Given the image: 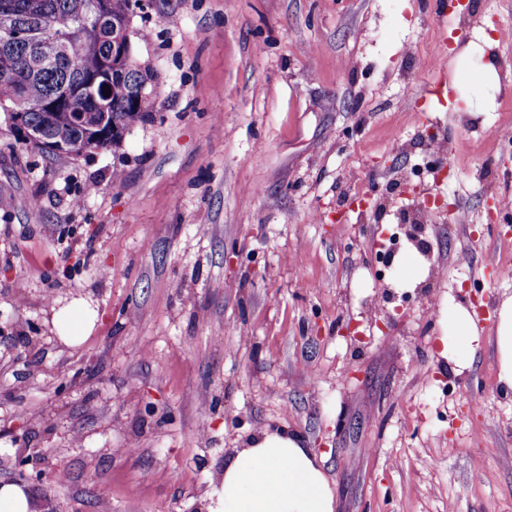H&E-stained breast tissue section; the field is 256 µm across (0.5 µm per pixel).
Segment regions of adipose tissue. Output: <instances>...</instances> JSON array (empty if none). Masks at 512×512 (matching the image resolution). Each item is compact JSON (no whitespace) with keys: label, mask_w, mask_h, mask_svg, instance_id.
Returning a JSON list of instances; mask_svg holds the SVG:
<instances>
[{"label":"adipose tissue","mask_w":512,"mask_h":512,"mask_svg":"<svg viewBox=\"0 0 512 512\" xmlns=\"http://www.w3.org/2000/svg\"><path fill=\"white\" fill-rule=\"evenodd\" d=\"M498 378L512 390V295L503 297L495 311ZM447 331L442 355L456 366L470 365L482 341L474 312L451 306L442 312ZM96 312L85 300L55 310L53 324L68 344L81 340L75 326L91 330ZM335 494L324 461L304 439L286 431L263 430L249 436L241 449L224 463V478L208 495L206 512H335Z\"/></svg>","instance_id":"adipose-tissue-1"}]
</instances>
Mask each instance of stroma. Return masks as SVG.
Here are the masks:
<instances>
[{
	"label": "stroma",
	"instance_id": "1",
	"mask_svg": "<svg viewBox=\"0 0 512 512\" xmlns=\"http://www.w3.org/2000/svg\"><path fill=\"white\" fill-rule=\"evenodd\" d=\"M131 30L157 90L120 146L56 157L0 118V484L29 512H205L248 436L288 430L335 512H512V0H145ZM490 54L507 79L473 83ZM428 127L460 221L424 225L433 270L398 291L374 255ZM476 302L458 373L441 311ZM495 316L498 378L503 388L512 390V295L499 301ZM81 319L82 332L90 331L96 321V311L85 300H75L54 311L53 324L60 338L67 344L79 343L83 336L76 334L74 324Z\"/></svg>",
	"mask_w": 512,
	"mask_h": 512
}]
</instances>
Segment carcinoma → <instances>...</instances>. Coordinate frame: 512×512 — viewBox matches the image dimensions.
Returning <instances> with one entry per match:
<instances>
[{"label": "carcinoma", "instance_id": "cac0c4a2", "mask_svg": "<svg viewBox=\"0 0 512 512\" xmlns=\"http://www.w3.org/2000/svg\"><path fill=\"white\" fill-rule=\"evenodd\" d=\"M91 0H0V8L8 6L11 25L28 32L63 25L84 15ZM105 20L99 32L88 36L90 43L81 54L64 62L37 68L27 62L28 51L19 44L0 43V112L19 99L41 101L49 96L64 99V106L55 113L32 111L28 122L45 126V135L60 133L73 141L90 142L99 134L102 115H107L104 128L114 126L121 137L133 127L147 121L154 108V99L140 96V87L156 80L154 73L126 58L123 79L105 83L107 92L95 96L81 94L77 89L92 71L101 70V62L112 57V21L125 19L128 0H101Z\"/></svg>", "mask_w": 512, "mask_h": 512}]
</instances>
